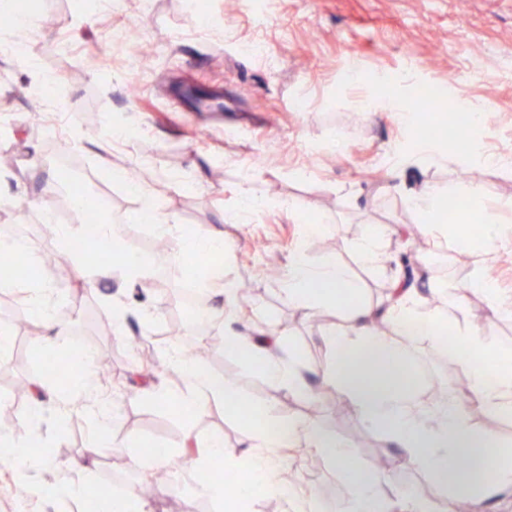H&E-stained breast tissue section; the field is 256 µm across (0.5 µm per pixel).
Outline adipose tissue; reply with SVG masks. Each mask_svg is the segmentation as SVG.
<instances>
[{
    "mask_svg": "<svg viewBox=\"0 0 512 512\" xmlns=\"http://www.w3.org/2000/svg\"><path fill=\"white\" fill-rule=\"evenodd\" d=\"M180 252L196 257L209 273L211 284L222 288L225 300L236 299L237 284L225 280L214 262L215 257L224 253L222 234L205 233L183 239ZM286 294L289 300L309 308L330 305L342 311L345 328L332 337L336 361L324 373L323 380L335 386L365 422L381 427L393 442L404 448L412 464L449 487L471 485V495L475 498L488 493L485 484H474L473 475L477 472H491L496 485L512 487V447L498 444L492 436L475 434L460 403L437 407L432 413L423 411L415 401L407 361L391 336L453 332L458 363L468 373L474 394L492 409L512 397V349L497 351L483 362L475 361L473 354L482 345L479 336L470 329L451 330L446 324L418 315L415 291L411 288L404 289L386 316L392 334L375 332V310L363 301L358 281L337 264L320 269L311 267L300 251L295 252L288 265ZM224 341L226 349L250 360L268 380L299 394L305 392L296 359L282 360L237 333L226 335ZM375 357L390 361L387 373L377 374L370 369L369 362ZM169 365L186 381L187 388L176 395L159 390L161 399H173L194 410L213 401L220 403L225 411L252 427L261 447L258 455L235 468L228 464L230 452L224 446L223 437H209L200 446L194 463L205 470L220 461L225 469L221 478L204 484V494L222 500L226 512H238L248 495H281L283 484L276 465L281 441L263 426L265 410L241 401L234 381L207 373L191 359L176 354L170 358ZM451 456L467 458L470 469L448 470L447 459Z\"/></svg>",
    "mask_w": 512,
    "mask_h": 512,
    "instance_id": "ef3b65f1",
    "label": "adipose tissue"
}]
</instances>
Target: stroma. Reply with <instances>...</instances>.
<instances>
[{
	"instance_id": "35a3bbf8",
	"label": "stroma",
	"mask_w": 512,
	"mask_h": 512,
	"mask_svg": "<svg viewBox=\"0 0 512 512\" xmlns=\"http://www.w3.org/2000/svg\"><path fill=\"white\" fill-rule=\"evenodd\" d=\"M29 17L21 35L0 26V154L11 158L0 166V232L28 246L0 287V330L10 340L0 353V431L43 458L30 484L82 480L69 465L101 430L93 417L101 407L111 415L103 430L112 444L85 479L91 493L137 491L144 473L131 463L136 439L168 449L186 487L200 476L192 452L212 433L223 434L238 461L258 452L253 431L221 405L183 415L153 398L157 389L186 387L166 365L169 354L182 352L185 334L171 293L199 289L212 308L220 298L205 273L154 252L157 230L142 223L140 197L111 175L144 163L157 175L148 189L158 209L175 222L171 240L223 233L224 277L250 287L251 313L224 311L223 327L257 340L271 331L281 356L301 352L307 390L270 383L249 360L222 349L213 375L235 380L242 400L266 408L274 425L309 421L361 468L385 458L377 495L387 512H402L410 489L447 501L441 481L409 463L404 449L323 383L336 357L327 334L341 311L290 301L284 281L262 271L287 269L298 250L315 268L341 264L381 314L395 281L408 275L421 313L469 327L487 346L512 348V316L494 312L469 287L480 277L512 300V0H273L265 11L238 0L232 12L227 0H37ZM257 42L266 58L253 53ZM193 83L218 94L220 106L197 110L179 93ZM426 85L439 90L433 112L420 109ZM393 98L411 123L390 111ZM450 101L475 117L466 162L453 155L457 142L440 109ZM423 140L434 142L435 156L420 152ZM491 156L505 165L488 164ZM472 187L495 221L492 240L476 249L448 240L445 224L428 227L409 203L432 188L459 198ZM245 188L258 200L249 211L241 208ZM80 194L96 200L97 217L118 244L149 265L146 277L116 271L97 281L110 253L84 237L65 246L57 240L55 228L79 225L69 203ZM311 222L321 231L308 238ZM371 226L386 230L376 266L353 249ZM61 249L70 258L62 284L43 262ZM47 283L54 317L70 332L67 349L92 344L111 382L42 357L41 322L18 328L29 295ZM400 346L408 361L431 363L429 379L414 383L418 404L430 408V392L449 386L442 337H410ZM52 371L63 373L77 411L59 412ZM36 375L46 379L39 398L9 396V386ZM276 464L292 474L294 495L254 498L248 512H310L317 502L328 512L346 508L344 470L304 440L291 441ZM88 495L30 498L11 464H0V512H88ZM148 503L153 512H224L222 502L186 499L165 483Z\"/></svg>"
}]
</instances>
